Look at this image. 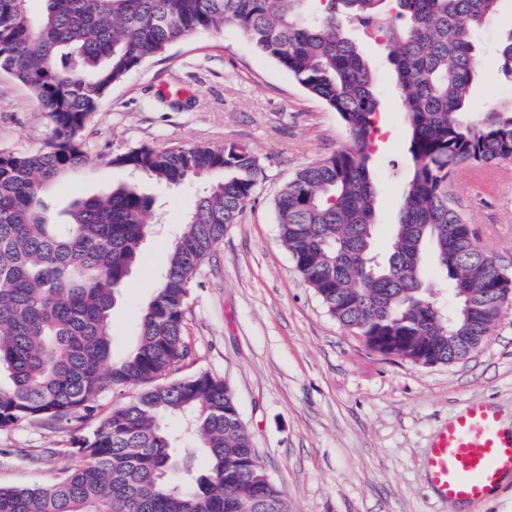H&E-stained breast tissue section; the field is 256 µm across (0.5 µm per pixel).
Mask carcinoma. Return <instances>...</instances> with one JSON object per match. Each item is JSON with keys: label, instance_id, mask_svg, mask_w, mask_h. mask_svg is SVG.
Returning a JSON list of instances; mask_svg holds the SVG:
<instances>
[{"label": "carcinoma", "instance_id": "1", "mask_svg": "<svg viewBox=\"0 0 512 512\" xmlns=\"http://www.w3.org/2000/svg\"><path fill=\"white\" fill-rule=\"evenodd\" d=\"M0 0V70L29 87L53 124L42 147L0 151V429L65 423L71 455L46 485L0 486V512H290L264 481L233 391L189 356L185 305L199 272L263 177L226 143L139 147L114 167L180 187L206 184L159 274L136 345L112 358L111 316L148 234L155 200L119 184L53 220L45 190L84 164L81 132L112 85L192 35L236 29L336 112L349 146L300 170L274 202L297 272L372 351L422 366L461 360L512 303V273L443 192L459 169L512 161V102L470 110L477 37L504 0ZM384 41L409 128L410 167L390 248L375 250L374 72L352 32ZM512 81V29L497 47ZM455 306L426 281L427 260ZM141 390L87 432L97 402ZM175 418L181 427L170 429ZM202 454L198 472L192 459Z\"/></svg>", "mask_w": 512, "mask_h": 512}]
</instances>
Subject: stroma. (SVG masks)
Instances as JSON below:
<instances>
[{"label":"stroma","mask_w":512,"mask_h":512,"mask_svg":"<svg viewBox=\"0 0 512 512\" xmlns=\"http://www.w3.org/2000/svg\"><path fill=\"white\" fill-rule=\"evenodd\" d=\"M512 29V0L486 24L472 103L512 101L494 47ZM362 48L381 92L374 246L392 236L409 165L407 120L393 89L380 36ZM47 113L30 90L0 72V150L43 146ZM88 161L51 185L54 215L117 182L161 200L139 262L112 310V354L136 343L143 304L167 264L200 191L132 178L113 156L147 146L220 147L233 142L260 157L264 177L204 264L185 307L190 357L180 373L206 371L232 388L269 479L291 512H512V481L458 510L430 490L424 459L437 429L461 405L489 402L512 423V305L487 343L451 364L421 366L369 350L331 317L295 271L282 245L274 199L290 176L349 143L335 112L234 29L196 35L113 85L83 132ZM448 192L468 223L512 270V161L459 170ZM72 432L22 423L0 431V485L53 482L70 463Z\"/></svg>","instance_id":"35a3bbf8"}]
</instances>
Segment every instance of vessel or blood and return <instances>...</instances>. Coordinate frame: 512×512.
Listing matches in <instances>:
<instances>
[{"label":"vessel or blood","mask_w":512,"mask_h":512,"mask_svg":"<svg viewBox=\"0 0 512 512\" xmlns=\"http://www.w3.org/2000/svg\"><path fill=\"white\" fill-rule=\"evenodd\" d=\"M425 471L436 495L459 503L481 502L512 477V434L504 431L497 407L461 406L437 431Z\"/></svg>","instance_id":"vessel-or-blood-1"}]
</instances>
